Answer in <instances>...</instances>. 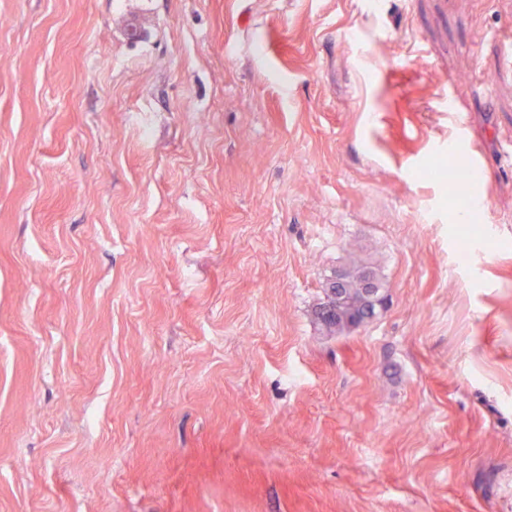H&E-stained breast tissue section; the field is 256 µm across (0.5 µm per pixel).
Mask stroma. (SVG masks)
<instances>
[{"mask_svg":"<svg viewBox=\"0 0 512 512\" xmlns=\"http://www.w3.org/2000/svg\"><path fill=\"white\" fill-rule=\"evenodd\" d=\"M511 37L512 0H0V512H512ZM362 265L383 307L326 333ZM351 276H355L361 283L364 289V296L367 301L371 302L375 309L382 307L381 300L383 298L378 294V286L372 274L367 270H360L353 272L350 270H336V274L332 277L329 285L327 295L321 307L318 309L319 313L325 317H329L338 312L337 318L328 322H319V324L329 333L340 332L346 329V321L352 316V306H340L346 301V297L341 293V288L344 282ZM336 305V307H335Z\"/></svg>","mask_w":512,"mask_h":512,"instance_id":"obj_1","label":"stroma"}]
</instances>
